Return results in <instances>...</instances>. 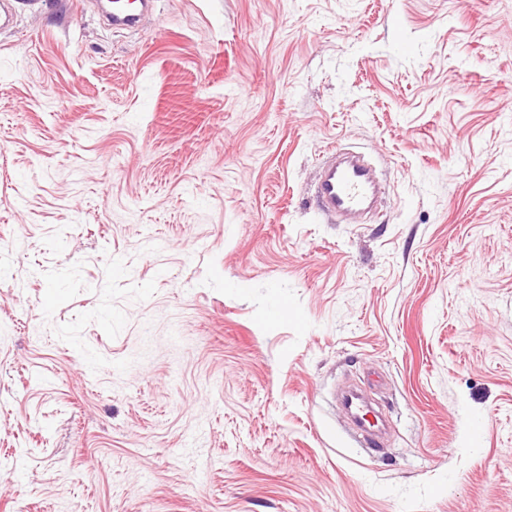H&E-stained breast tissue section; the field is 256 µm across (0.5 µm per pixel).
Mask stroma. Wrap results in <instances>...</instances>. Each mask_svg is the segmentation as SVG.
<instances>
[{
  "instance_id": "1",
  "label": "stroma",
  "mask_w": 512,
  "mask_h": 512,
  "mask_svg": "<svg viewBox=\"0 0 512 512\" xmlns=\"http://www.w3.org/2000/svg\"><path fill=\"white\" fill-rule=\"evenodd\" d=\"M16 7L0 512H512V0ZM107 1L112 7V23L120 27H133L139 21V13L132 7L127 6V0ZM113 2V3H112ZM313 193L323 211L357 216L375 206L383 191L362 157L332 148L319 166Z\"/></svg>"
}]
</instances>
